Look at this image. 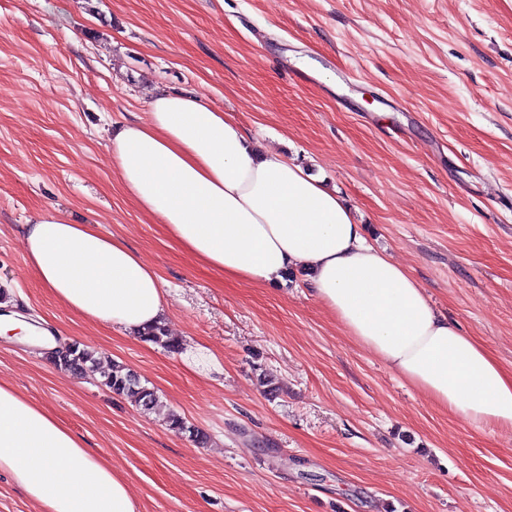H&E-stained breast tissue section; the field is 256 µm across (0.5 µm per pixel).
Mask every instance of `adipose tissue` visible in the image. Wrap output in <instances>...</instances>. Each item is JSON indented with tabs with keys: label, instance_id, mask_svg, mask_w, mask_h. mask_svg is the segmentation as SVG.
<instances>
[{
	"label": "adipose tissue",
	"instance_id": "ef3b65f1",
	"mask_svg": "<svg viewBox=\"0 0 512 512\" xmlns=\"http://www.w3.org/2000/svg\"><path fill=\"white\" fill-rule=\"evenodd\" d=\"M110 146L128 197L197 263L259 284L304 272L345 333L436 405L512 428V372L434 310L320 177L278 150L256 151L232 118L191 94H154L146 120L118 126ZM19 233L27 267L82 319L136 338L167 318L158 273L122 239L56 212ZM0 472L39 512H137L120 472L6 383Z\"/></svg>",
	"mask_w": 512,
	"mask_h": 512
}]
</instances>
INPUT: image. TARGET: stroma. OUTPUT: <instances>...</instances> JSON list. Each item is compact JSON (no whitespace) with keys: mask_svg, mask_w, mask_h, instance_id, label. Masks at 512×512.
<instances>
[{"mask_svg":"<svg viewBox=\"0 0 512 512\" xmlns=\"http://www.w3.org/2000/svg\"><path fill=\"white\" fill-rule=\"evenodd\" d=\"M160 91L321 176L512 372V0H0V289L41 330L135 370L208 441L29 343L0 338V381L110 461L138 512H512V429L436 407L304 276L205 268L133 204L109 139ZM53 210L134 248L172 335L217 369L59 305L17 235ZM164 422L167 429L178 435H187L193 442L199 446L207 443V435L188 423L187 419L176 411H167L164 413Z\"/></svg>","mask_w":512,"mask_h":512,"instance_id":"obj_1","label":"stroma"}]
</instances>
